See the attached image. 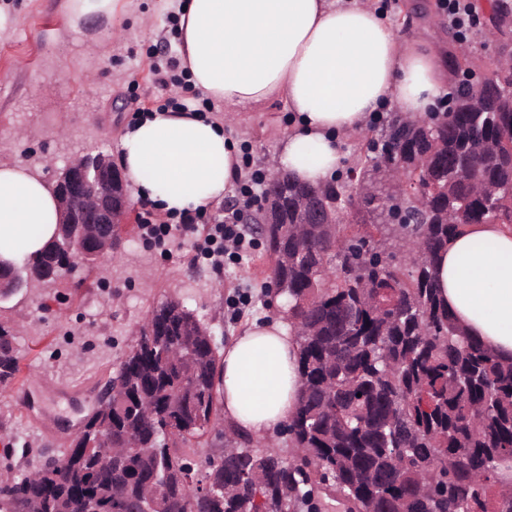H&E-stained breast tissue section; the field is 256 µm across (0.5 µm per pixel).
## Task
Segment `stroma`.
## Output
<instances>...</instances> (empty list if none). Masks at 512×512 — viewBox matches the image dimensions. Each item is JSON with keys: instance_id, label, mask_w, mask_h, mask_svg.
Here are the masks:
<instances>
[{"instance_id": "obj_1", "label": "stroma", "mask_w": 512, "mask_h": 512, "mask_svg": "<svg viewBox=\"0 0 512 512\" xmlns=\"http://www.w3.org/2000/svg\"><path fill=\"white\" fill-rule=\"evenodd\" d=\"M68 0H0V161L43 163V174L88 151L119 157V139L141 108L167 106L179 93L161 88L153 69L179 56L168 17L171 0H123L115 19L87 16L79 30L67 19ZM396 36L411 33L448 52L445 0H376ZM288 122L284 100L242 110L228 130L250 169L264 170ZM28 139L13 138L16 129ZM237 195L208 208L194 227L134 203L116 258L78 268L57 284L0 302V316L18 325L20 371L0 383V450L23 444L69 447L78 422L117 368L136 329L158 304L176 300L192 310L219 346L253 323L278 316L268 290L273 262L262 239L213 269L200 255L208 229ZM165 224L164 245L140 218Z\"/></svg>"}]
</instances>
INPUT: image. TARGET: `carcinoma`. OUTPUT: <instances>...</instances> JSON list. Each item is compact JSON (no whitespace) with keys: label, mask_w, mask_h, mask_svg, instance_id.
I'll return each instance as SVG.
<instances>
[{"label":"carcinoma","mask_w":512,"mask_h":512,"mask_svg":"<svg viewBox=\"0 0 512 512\" xmlns=\"http://www.w3.org/2000/svg\"><path fill=\"white\" fill-rule=\"evenodd\" d=\"M512 71L492 85L463 87L444 121L394 116L357 174L381 164L420 170L424 224H388L364 202L375 233H340L358 181L325 186L284 174L270 190L266 250L279 253L272 283L288 305L299 349L301 403L288 422L306 466L272 444L237 437L224 459L202 463L193 481L184 445L218 420L222 359L211 356L191 311L166 301L147 319L151 336L129 347L110 383L112 406L89 416L43 473L0 486V512H291L317 485L354 512H512L499 469L512 457V359L469 337L448 311L436 269L448 241L468 224H512ZM336 200L337 224H300L304 200ZM397 247L382 262L376 249ZM69 257L52 242L20 272L35 280ZM16 329L0 319V382L19 373ZM176 426L181 439L169 440ZM105 430L121 452L104 463L87 447Z\"/></svg>","instance_id":"carcinoma-1"}]
</instances>
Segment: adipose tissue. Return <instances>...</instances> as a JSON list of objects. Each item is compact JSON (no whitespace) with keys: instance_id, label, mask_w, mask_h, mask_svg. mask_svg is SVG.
<instances>
[{"instance_id":"1","label":"adipose tissue","mask_w":512,"mask_h":512,"mask_svg":"<svg viewBox=\"0 0 512 512\" xmlns=\"http://www.w3.org/2000/svg\"><path fill=\"white\" fill-rule=\"evenodd\" d=\"M181 63L224 117L156 109L120 138L134 196L168 215L202 211L233 192L241 152L225 134L236 112L280 97L290 123L268 172L317 185L342 166L340 141L395 103L432 112L450 92L436 49L397 37L372 0H178ZM59 204L40 167L0 162V259L36 257L53 239ZM440 295L456 322L512 359V229L472 224L438 261ZM298 345L284 318L249 327L223 353L224 416L263 438L299 405Z\"/></svg>"}]
</instances>
